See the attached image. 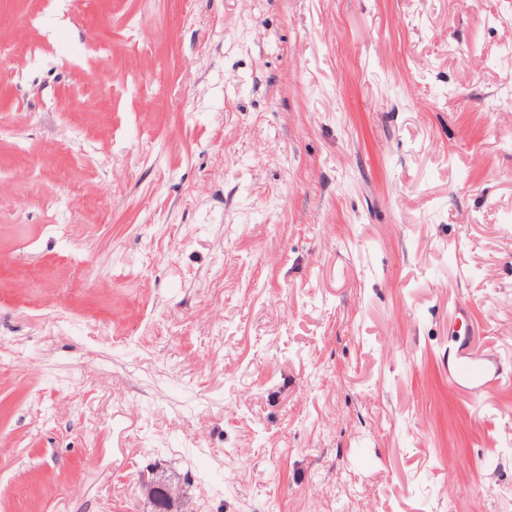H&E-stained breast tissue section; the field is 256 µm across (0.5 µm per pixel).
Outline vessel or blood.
I'll return each mask as SVG.
<instances>
[{"label":"vessel or blood","instance_id":"obj_1","mask_svg":"<svg viewBox=\"0 0 512 512\" xmlns=\"http://www.w3.org/2000/svg\"><path fill=\"white\" fill-rule=\"evenodd\" d=\"M442 365L448 373L452 391L461 392L476 401L484 400L491 392L512 381L499 357L477 347L472 337H450L448 354Z\"/></svg>","mask_w":512,"mask_h":512}]
</instances>
